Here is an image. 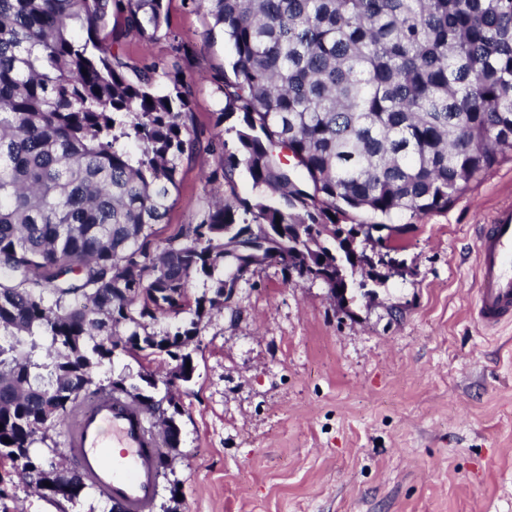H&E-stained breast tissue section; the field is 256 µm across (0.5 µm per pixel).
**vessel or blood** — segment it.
Here are the masks:
<instances>
[{
  "label": "vessel or blood",
  "instance_id": "1",
  "mask_svg": "<svg viewBox=\"0 0 512 512\" xmlns=\"http://www.w3.org/2000/svg\"><path fill=\"white\" fill-rule=\"evenodd\" d=\"M477 302L482 324L512 320V210L485 225L477 244ZM153 424L123 400L106 399L83 411L70 429L65 457L83 478L126 512H149L158 472Z\"/></svg>",
  "mask_w": 512,
  "mask_h": 512
}]
</instances>
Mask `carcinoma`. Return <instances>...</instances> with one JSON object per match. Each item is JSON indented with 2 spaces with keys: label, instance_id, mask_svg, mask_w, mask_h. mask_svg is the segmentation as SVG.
Listing matches in <instances>:
<instances>
[{
  "label": "carcinoma",
  "instance_id": "obj_1",
  "mask_svg": "<svg viewBox=\"0 0 512 512\" xmlns=\"http://www.w3.org/2000/svg\"><path fill=\"white\" fill-rule=\"evenodd\" d=\"M191 2L231 45L215 126L233 121L236 149L211 136L213 193L158 244L201 136L165 0H0V458L58 504L94 492L47 470L82 407L127 398L162 419V446L180 442L153 378L95 381L116 350L165 355L189 382L186 347L242 266L272 252L304 276L294 226L446 210L512 153V0ZM161 31L170 55L130 64L121 39ZM194 278L208 288L193 318L155 331Z\"/></svg>",
  "mask_w": 512,
  "mask_h": 512
}]
</instances>
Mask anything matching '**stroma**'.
<instances>
[{
    "mask_svg": "<svg viewBox=\"0 0 512 512\" xmlns=\"http://www.w3.org/2000/svg\"><path fill=\"white\" fill-rule=\"evenodd\" d=\"M167 4L197 129L214 132L229 46L189 0ZM215 164L184 160L157 240L195 220ZM509 208L512 153L447 210L398 216L400 268L378 266L344 311L278 265L247 275L201 322L192 380L171 389L180 446L153 512H512V323L478 321L475 284L477 228ZM174 366L119 352L95 379L162 381ZM0 476V512L111 507L90 495L59 509L7 461Z\"/></svg>",
    "mask_w": 512,
    "mask_h": 512,
    "instance_id": "1",
    "label": "stroma"
}]
</instances>
